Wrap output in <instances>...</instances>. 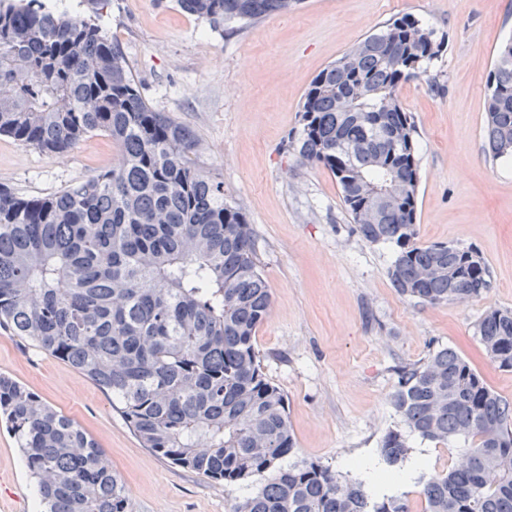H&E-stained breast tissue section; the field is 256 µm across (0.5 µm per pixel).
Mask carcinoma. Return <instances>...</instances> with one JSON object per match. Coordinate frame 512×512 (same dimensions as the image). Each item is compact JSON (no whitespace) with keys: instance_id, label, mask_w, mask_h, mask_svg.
Wrapping results in <instances>:
<instances>
[{"instance_id":"1","label":"carcinoma","mask_w":512,"mask_h":512,"mask_svg":"<svg viewBox=\"0 0 512 512\" xmlns=\"http://www.w3.org/2000/svg\"><path fill=\"white\" fill-rule=\"evenodd\" d=\"M87 12L56 15L38 0H0V134L51 153L103 134L112 168L44 198L0 188V328L67 362L112 400L141 446L226 487L233 512H410L366 479L300 459L285 393L255 346L271 309L247 215L224 202V180L196 160L197 136L146 103L124 59ZM300 0H178L215 27L286 13ZM443 39L396 17L313 80L289 141L331 172L360 237L396 247L388 277L422 305L491 287L470 248L417 241V129L397 91L427 73ZM485 143L512 159V39L487 80ZM401 185L374 224L366 197ZM436 267L430 280L422 273ZM486 355L512 370V309L475 326ZM391 404L401 427L379 463L400 475L409 438L462 441L448 471L423 484L425 512H512V402L450 347L399 366ZM5 417L35 479L40 512H130L120 476L74 420L0 375Z\"/></svg>"}]
</instances>
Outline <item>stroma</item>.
<instances>
[{"mask_svg": "<svg viewBox=\"0 0 512 512\" xmlns=\"http://www.w3.org/2000/svg\"><path fill=\"white\" fill-rule=\"evenodd\" d=\"M442 35L429 75L399 99L419 141L417 229L423 244L476 249L492 286L468 302L422 306L387 275L394 248L363 240L333 175L286 144L314 77L395 17ZM98 24L152 109L192 129L198 163L219 173L224 198L248 216L271 288L256 332L267 377L288 397L300 457L355 478L398 427L396 369L449 346L512 401V371L485 355L475 325L512 309V161L484 141L486 79L512 36V0H301L294 10L216 29L177 0H108ZM111 139L90 135L63 154L0 135V186L42 198L111 168ZM0 374L77 422L126 488L131 512H232L241 492L141 447L110 397L67 363L0 329ZM0 512H38L13 434L0 426Z\"/></svg>", "mask_w": 512, "mask_h": 512, "instance_id": "stroma-1", "label": "stroma"}]
</instances>
